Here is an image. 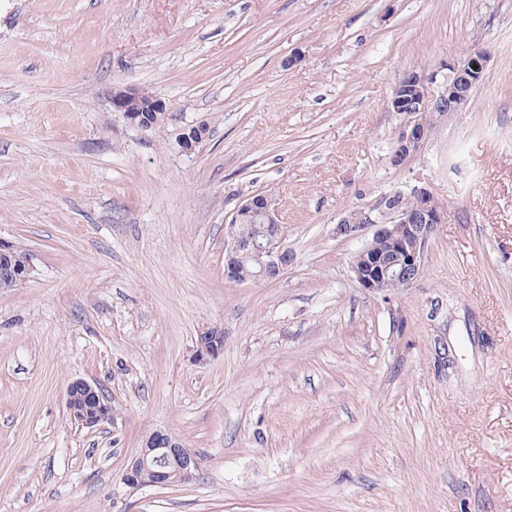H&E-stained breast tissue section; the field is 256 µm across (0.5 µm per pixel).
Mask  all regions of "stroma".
<instances>
[{"label": "stroma", "mask_w": 512, "mask_h": 512, "mask_svg": "<svg viewBox=\"0 0 512 512\" xmlns=\"http://www.w3.org/2000/svg\"><path fill=\"white\" fill-rule=\"evenodd\" d=\"M474 48L471 104L393 166L403 73ZM415 185L444 222L367 293L336 224ZM260 192L294 261L228 282ZM0 240L34 266L0 288V512H512V0H0ZM76 379L110 423H71ZM156 430L199 480L122 484ZM112 107L132 124L141 125L146 119V130L164 128L168 120L165 103L149 94L138 90L116 93L112 96ZM141 112H152L144 114ZM203 333H205L203 335ZM224 351V331L211 327L200 332L195 341L194 360L197 363L218 358Z\"/></svg>", "instance_id": "stroma-1"}]
</instances>
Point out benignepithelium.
Returning <instances> with one entry per match:
<instances>
[{
  "label": "benign epithelium",
  "mask_w": 512,
  "mask_h": 512,
  "mask_svg": "<svg viewBox=\"0 0 512 512\" xmlns=\"http://www.w3.org/2000/svg\"><path fill=\"white\" fill-rule=\"evenodd\" d=\"M491 61L486 50L472 49L460 58L442 61L429 71H406L396 84L386 107L404 116L393 147V165L401 166L416 154L432 134L431 120L457 112L471 101V90L481 84ZM112 107L132 124L145 121L144 112H164L165 103L138 90L112 96ZM200 125L180 130L178 142L186 150L203 141ZM414 200L411 207L400 199ZM258 221L265 229L245 237L237 230L242 221ZM442 211L433 193L425 186L396 191L378 207L366 206L344 213L336 224V234L356 239L373 230L371 240L356 254L352 271L368 293L379 295L395 286L407 288L416 280L423 265L429 240ZM13 245L0 241V288L16 286L31 277V259L13 262ZM293 261L283 245L280 224L272 198L265 193L249 196L237 209L229 224V239L224 243V279L241 283L249 279H275ZM224 351V331L211 327L195 341L194 361L208 362ZM65 406L72 423L97 428L112 419V405L100 389L76 379L66 388ZM200 458L185 448L173 435L154 431L144 440L138 455L125 468L121 482L131 490L162 487L197 480Z\"/></svg>",
  "instance_id": "benign-epithelium-1"
}]
</instances>
